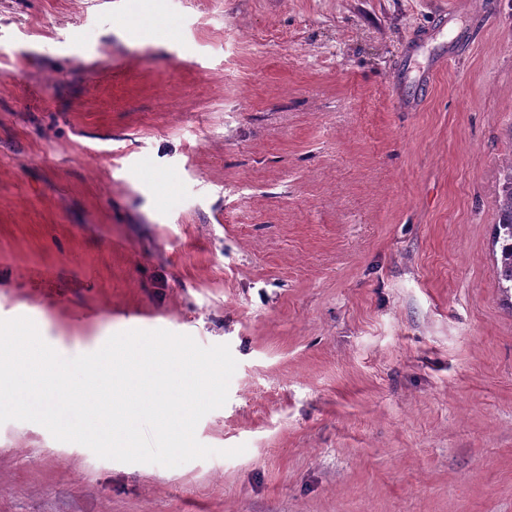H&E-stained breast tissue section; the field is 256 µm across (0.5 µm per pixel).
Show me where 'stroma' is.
I'll return each mask as SVG.
<instances>
[{
    "label": "stroma",
    "instance_id": "35a3bbf8",
    "mask_svg": "<svg viewBox=\"0 0 512 512\" xmlns=\"http://www.w3.org/2000/svg\"><path fill=\"white\" fill-rule=\"evenodd\" d=\"M511 169L512 0H0V319L238 362L175 468L0 424V512H512ZM499 200L500 221L496 226V242L500 243V276L512 282V169L504 179Z\"/></svg>",
    "mask_w": 512,
    "mask_h": 512
}]
</instances>
